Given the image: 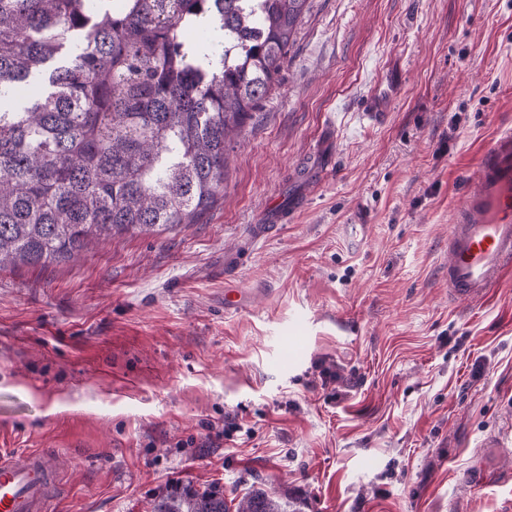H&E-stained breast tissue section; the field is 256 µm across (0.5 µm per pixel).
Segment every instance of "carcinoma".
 <instances>
[{
    "label": "carcinoma",
    "instance_id": "carcinoma-1",
    "mask_svg": "<svg viewBox=\"0 0 512 512\" xmlns=\"http://www.w3.org/2000/svg\"><path fill=\"white\" fill-rule=\"evenodd\" d=\"M308 0H0V269L194 224ZM154 512H227L217 486ZM236 512H283L251 493Z\"/></svg>",
    "mask_w": 512,
    "mask_h": 512
}]
</instances>
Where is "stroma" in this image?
Returning a JSON list of instances; mask_svg holds the SVG:
<instances>
[{
  "instance_id": "1",
  "label": "stroma",
  "mask_w": 512,
  "mask_h": 512,
  "mask_svg": "<svg viewBox=\"0 0 512 512\" xmlns=\"http://www.w3.org/2000/svg\"><path fill=\"white\" fill-rule=\"evenodd\" d=\"M308 5L196 223L0 270V448L55 449L60 512L209 484L512 512V276L455 300L447 268L468 172L512 129V0ZM276 205L292 221L264 227Z\"/></svg>"
}]
</instances>
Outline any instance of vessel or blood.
I'll return each mask as SVG.
<instances>
[{
	"label": "vessel or blood",
	"instance_id": "obj_1",
	"mask_svg": "<svg viewBox=\"0 0 512 512\" xmlns=\"http://www.w3.org/2000/svg\"><path fill=\"white\" fill-rule=\"evenodd\" d=\"M512 272V131H499L469 175L448 227V292L483 299ZM54 449L0 454V512H53L64 493Z\"/></svg>",
	"mask_w": 512,
	"mask_h": 512
}]
</instances>
